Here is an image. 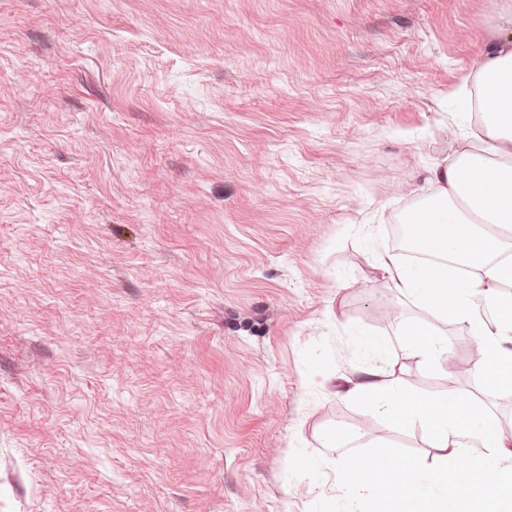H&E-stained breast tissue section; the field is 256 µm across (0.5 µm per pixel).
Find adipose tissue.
Listing matches in <instances>:
<instances>
[{"label":"adipose tissue","instance_id":"ef3b65f1","mask_svg":"<svg viewBox=\"0 0 512 512\" xmlns=\"http://www.w3.org/2000/svg\"><path fill=\"white\" fill-rule=\"evenodd\" d=\"M476 110L483 134L429 168L432 197L403 217L416 227L420 264L382 255L391 288L431 320L400 326L399 344L432 371H447L451 346L441 325L468 324L478 338L476 370L487 386L512 390V0H492L487 40L455 92ZM348 398L381 409L403 432H421L440 463L370 458L352 451L346 484L369 491L367 512H512V436L500 419L475 410L458 392L419 396L380 369L348 379Z\"/></svg>","mask_w":512,"mask_h":512}]
</instances>
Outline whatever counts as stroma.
Here are the masks:
<instances>
[{"label": "stroma", "mask_w": 512, "mask_h": 512, "mask_svg": "<svg viewBox=\"0 0 512 512\" xmlns=\"http://www.w3.org/2000/svg\"><path fill=\"white\" fill-rule=\"evenodd\" d=\"M490 0H0V512H363L347 399L427 371L379 257L478 128ZM380 340L381 354L365 345Z\"/></svg>", "instance_id": "obj_1"}]
</instances>
